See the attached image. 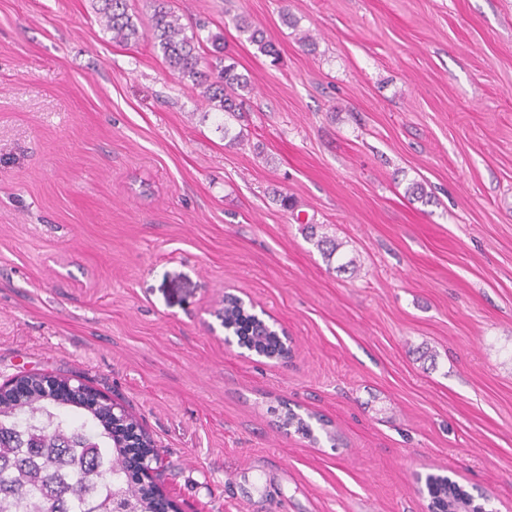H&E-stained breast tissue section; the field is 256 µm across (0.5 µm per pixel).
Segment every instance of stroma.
I'll return each instance as SVG.
<instances>
[{"mask_svg":"<svg viewBox=\"0 0 512 512\" xmlns=\"http://www.w3.org/2000/svg\"><path fill=\"white\" fill-rule=\"evenodd\" d=\"M170 2L239 117L169 74L152 0L127 45L98 0H0V386L121 404L174 512H429L430 474L512 512V0ZM228 295L287 358L225 344Z\"/></svg>","mask_w":512,"mask_h":512,"instance_id":"stroma-1","label":"stroma"}]
</instances>
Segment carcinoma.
I'll return each instance as SVG.
<instances>
[{"instance_id":"1","label":"carcinoma","mask_w":512,"mask_h":512,"mask_svg":"<svg viewBox=\"0 0 512 512\" xmlns=\"http://www.w3.org/2000/svg\"><path fill=\"white\" fill-rule=\"evenodd\" d=\"M99 13L112 40L137 42L140 31L129 13L128 0H100ZM169 0H153L151 31L171 73L203 88L206 100L230 117L238 116L250 84L235 67L224 64V45L212 41L216 62L201 66L200 35L186 33ZM258 50L276 54L257 29L242 27ZM224 324L244 346L271 357L282 354L280 338L267 332L253 315L224 298ZM284 421L312 436V424L292 410ZM114 440L109 412L104 407L72 406L66 399L43 398L40 383L32 379V399L25 405L0 411V512H167V502L135 488L137 470L123 457ZM434 512H475L471 495L447 477H428Z\"/></svg>"}]
</instances>
